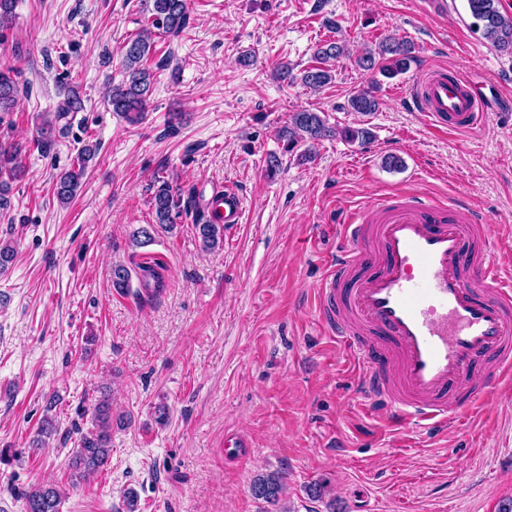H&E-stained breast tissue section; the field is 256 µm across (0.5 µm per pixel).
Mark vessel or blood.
<instances>
[{"mask_svg": "<svg viewBox=\"0 0 512 512\" xmlns=\"http://www.w3.org/2000/svg\"><path fill=\"white\" fill-rule=\"evenodd\" d=\"M412 103L439 132L469 131L487 107L465 76L430 71ZM243 200L213 195L209 214L239 223ZM342 241L317 285L319 314L362 368L359 402L389 431L440 432L512 381V253L460 200L384 194L342 215Z\"/></svg>", "mask_w": 512, "mask_h": 512, "instance_id": "b4317fda", "label": "vessel or blood"}]
</instances>
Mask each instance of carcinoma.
<instances>
[{
  "label": "carcinoma",
  "mask_w": 512,
  "mask_h": 512,
  "mask_svg": "<svg viewBox=\"0 0 512 512\" xmlns=\"http://www.w3.org/2000/svg\"><path fill=\"white\" fill-rule=\"evenodd\" d=\"M145 8L151 13L155 29L168 36H177L188 23L186 0H143ZM470 15L482 27L485 40L498 52L512 55V15L500 9V0H467ZM153 44L150 32H140L127 39L122 47L125 79L112 86L108 91V102L112 111L122 114L125 119L136 124L142 119L149 100L151 73L140 67V63L149 53ZM346 45L342 40H326L317 44L314 51L315 65L304 69L295 76L292 69L283 66L281 76L291 82L300 81L304 86L319 90L329 85L334 78V62L343 56ZM416 61L415 48L407 40L388 37L380 41L377 48L359 56L356 65L365 71L378 73L392 79L409 71ZM18 70L8 67L0 70V112L11 111L19 95ZM380 82L363 89L348 100L351 111L362 115L375 112L379 108L377 92ZM82 108L79 95L73 93L53 115L44 122L41 136L34 145L45 152L50 147L53 122L67 117L70 112ZM339 136L344 140L360 144L367 143L372 133L365 127L332 126L325 113L309 109L292 113L288 128L282 132L287 140L288 150H293L299 143L319 142L325 138ZM23 147L19 143L0 140V209L9 206L8 183L2 180L6 175L17 178L23 168ZM97 152V145H85L77 158V166L57 175L54 195L61 203H67L76 195L89 161ZM152 210L155 223L133 231L132 241L138 246L151 242L155 227H174L175 214L180 209L191 208V200L184 199L182 190L162 181L152 194ZM194 226L198 232L201 245L211 250L224 241V225L216 224L206 212L197 210L193 215ZM131 273L117 266L112 270V288L119 294H127L130 289ZM112 452V402L103 396L94 408V425L92 429L81 434L77 447L72 449L69 460L72 480L79 482L96 474L109 461ZM286 489L285 476L281 473L260 474L251 483V493L257 499L276 503ZM25 512H60L62 491L53 483L40 485L24 494Z\"/></svg>",
  "instance_id": "carcinoma-1"
}]
</instances>
